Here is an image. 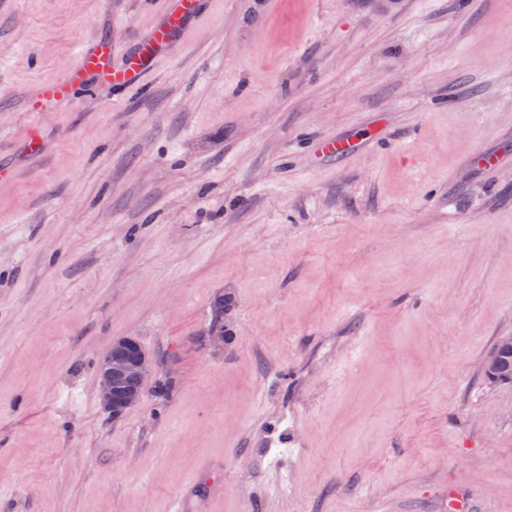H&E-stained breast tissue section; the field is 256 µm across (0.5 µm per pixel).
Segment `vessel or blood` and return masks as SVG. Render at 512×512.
Segmentation results:
<instances>
[{
    "label": "vessel or blood",
    "instance_id": "vessel-or-blood-1",
    "mask_svg": "<svg viewBox=\"0 0 512 512\" xmlns=\"http://www.w3.org/2000/svg\"><path fill=\"white\" fill-rule=\"evenodd\" d=\"M197 8L198 0H173L165 21L141 37L120 60H113L110 48L104 44H93L78 68L54 83L37 87L35 100L55 104L70 98L75 89L84 87V75L89 71L96 72L100 82L113 88L139 84L155 60L167 51L172 32L179 29Z\"/></svg>",
    "mask_w": 512,
    "mask_h": 512
}]
</instances>
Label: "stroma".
I'll use <instances>...</instances> for the list:
<instances>
[{
  "instance_id": "stroma-1",
  "label": "stroma",
  "mask_w": 512,
  "mask_h": 512,
  "mask_svg": "<svg viewBox=\"0 0 512 512\" xmlns=\"http://www.w3.org/2000/svg\"><path fill=\"white\" fill-rule=\"evenodd\" d=\"M167 4L0 0V512H512V0H202L145 87L29 110ZM211 333L215 331H222L221 333H214L210 336V343L215 347L224 346V296L216 297L211 303V321L209 326ZM121 343L128 349L134 351L135 358L117 361L112 359V354L121 348L119 339L113 341L112 347L108 350L109 353L103 360L98 364L97 382H98V393L100 403L102 407L112 413L117 411L114 406L115 399L114 395L118 389L119 383L122 379L130 377L137 381H125L123 384L124 396H131L136 398L135 404L124 408V405L120 406L123 413L135 406L142 396L143 386L145 385L151 375V370L145 362V355L140 350L136 337L124 336L121 338ZM508 357H512V336H502L497 343L496 356L487 361L483 368L487 384L496 386L511 380V374L510 377L504 375Z\"/></svg>"
}]
</instances>
